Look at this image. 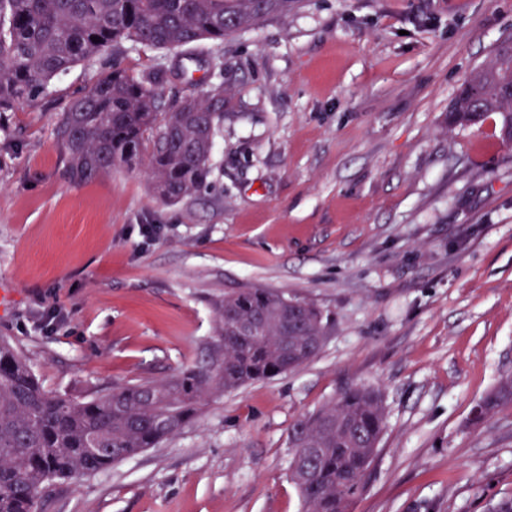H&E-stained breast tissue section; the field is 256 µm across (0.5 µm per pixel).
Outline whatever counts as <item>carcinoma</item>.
<instances>
[{"mask_svg": "<svg viewBox=\"0 0 512 512\" xmlns=\"http://www.w3.org/2000/svg\"><path fill=\"white\" fill-rule=\"evenodd\" d=\"M292 0H0V112L43 96L57 75L108 49L130 43L169 50L203 39L222 41L270 17L288 15ZM98 41H93V38ZM163 67L136 79L113 61L71 100L54 133L83 182L141 161L154 192L168 201L207 183L224 86L171 105L158 92ZM496 112L512 126V41L467 78L448 120L477 124ZM312 303L266 288L224 295L217 306L220 342L206 359L162 381L116 385L88 398L47 392L22 358L0 342V512H35L42 486L76 480L154 448L180 434L209 397L260 379L286 375L311 360L327 335ZM512 406V377L481 403L480 420ZM386 428L379 394L342 392L296 420L289 464L302 512H349L366 488Z\"/></svg>", "mask_w": 512, "mask_h": 512, "instance_id": "cac0c4a2", "label": "carcinoma"}]
</instances>
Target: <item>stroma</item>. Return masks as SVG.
<instances>
[{"label": "stroma", "instance_id": "stroma-1", "mask_svg": "<svg viewBox=\"0 0 512 512\" xmlns=\"http://www.w3.org/2000/svg\"><path fill=\"white\" fill-rule=\"evenodd\" d=\"M508 39L512 0H297L221 42L124 45L134 77L164 64V100L211 83L231 100L206 188L174 202L141 167L69 178L57 116L111 54L0 114V336L47 391L202 360L214 305L238 288L329 321L300 368L210 399L159 447L47 484L36 512H299L290 427L353 386L380 394L386 430L349 512L512 498V407L474 418L512 375V142L494 112L448 123Z\"/></svg>", "mask_w": 512, "mask_h": 512}]
</instances>
